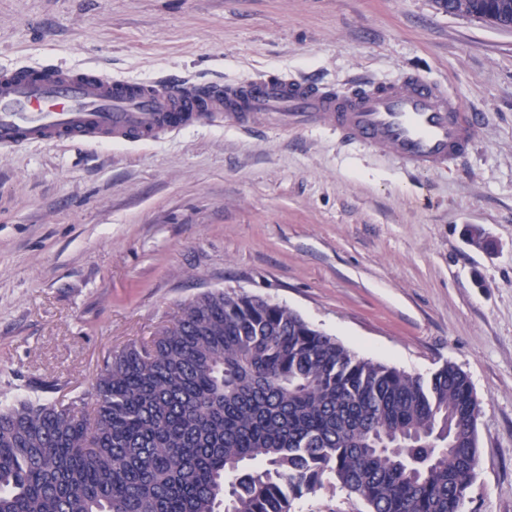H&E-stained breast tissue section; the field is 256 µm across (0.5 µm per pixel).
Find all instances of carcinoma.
<instances>
[{
	"mask_svg": "<svg viewBox=\"0 0 512 512\" xmlns=\"http://www.w3.org/2000/svg\"><path fill=\"white\" fill-rule=\"evenodd\" d=\"M86 396L0 406V512H291L331 479L369 512H462L479 467L459 368L411 375L246 293L179 304Z\"/></svg>",
	"mask_w": 512,
	"mask_h": 512,
	"instance_id": "obj_1",
	"label": "carcinoma"
}]
</instances>
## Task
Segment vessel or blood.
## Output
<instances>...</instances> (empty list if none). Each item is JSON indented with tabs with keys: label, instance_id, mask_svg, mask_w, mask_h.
I'll return each mask as SVG.
<instances>
[{
	"label": "vessel or blood",
	"instance_id": "vessel-or-blood-1",
	"mask_svg": "<svg viewBox=\"0 0 512 512\" xmlns=\"http://www.w3.org/2000/svg\"><path fill=\"white\" fill-rule=\"evenodd\" d=\"M220 112L238 123L327 126L343 140L432 172L465 154L472 120L442 85L416 75L357 91L282 76L218 85L130 83L53 65L0 70V151L22 144L156 139Z\"/></svg>",
	"mask_w": 512,
	"mask_h": 512
}]
</instances>
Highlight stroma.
Masks as SVG:
<instances>
[{"label":"stroma","mask_w":512,"mask_h":512,"mask_svg":"<svg viewBox=\"0 0 512 512\" xmlns=\"http://www.w3.org/2000/svg\"><path fill=\"white\" fill-rule=\"evenodd\" d=\"M44 63L336 90L414 72L463 102L475 145L412 174L325 127L218 113L0 152V403L79 400L179 303L244 292L407 373L464 371L480 464L463 512H512V31L439 0H0V69ZM294 510L368 512L333 483Z\"/></svg>","instance_id":"stroma-1"}]
</instances>
